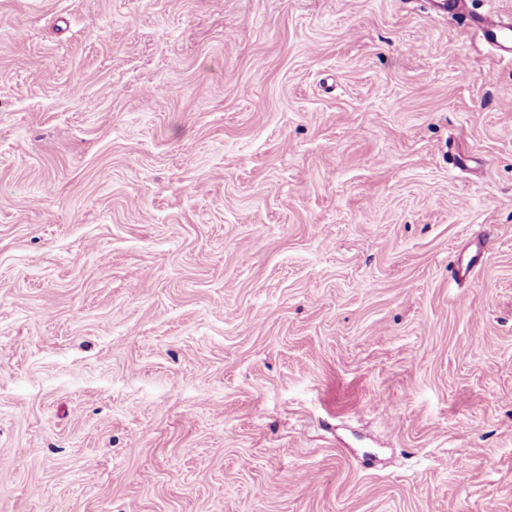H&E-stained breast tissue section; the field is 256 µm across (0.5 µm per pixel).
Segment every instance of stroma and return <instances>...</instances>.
Listing matches in <instances>:
<instances>
[{"label":"stroma","instance_id":"obj_1","mask_svg":"<svg viewBox=\"0 0 512 512\" xmlns=\"http://www.w3.org/2000/svg\"><path fill=\"white\" fill-rule=\"evenodd\" d=\"M0 512H512V61L419 0H0Z\"/></svg>","mask_w":512,"mask_h":512}]
</instances>
